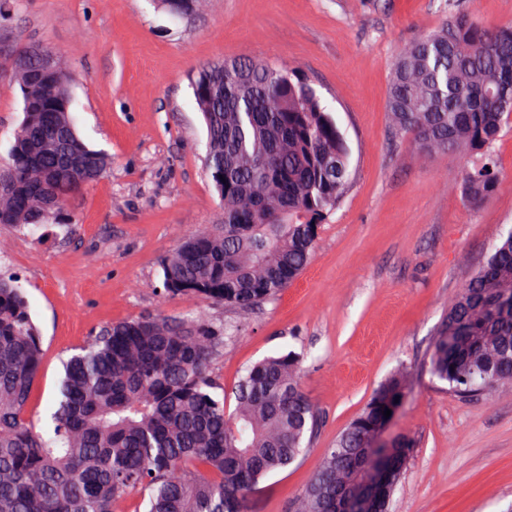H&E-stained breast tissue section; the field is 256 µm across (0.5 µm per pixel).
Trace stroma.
Masks as SVG:
<instances>
[{
  "label": "stroma",
  "instance_id": "1",
  "mask_svg": "<svg viewBox=\"0 0 512 512\" xmlns=\"http://www.w3.org/2000/svg\"><path fill=\"white\" fill-rule=\"evenodd\" d=\"M459 13L512 25V0H203L186 23L152 0H13L10 27L61 53L77 130L112 158L72 200L71 223L0 226V275L22 285L41 332L28 404L39 426L51 422L64 361L92 336L140 316L199 312L229 331L211 362L225 390L291 349L319 412L308 452L251 496V512H292L324 449L401 367L411 386L388 433L417 447L391 512H512V388L461 399L426 368L449 299L512 232V127L491 147L494 190L474 206L461 193L474 156L420 159L386 112L399 50ZM244 52L313 83L352 171L306 270L245 313L167 295L160 269L180 237L218 215L191 78Z\"/></svg>",
  "mask_w": 512,
  "mask_h": 512
}]
</instances>
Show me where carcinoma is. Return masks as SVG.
<instances>
[{
	"mask_svg": "<svg viewBox=\"0 0 512 512\" xmlns=\"http://www.w3.org/2000/svg\"><path fill=\"white\" fill-rule=\"evenodd\" d=\"M183 21L201 0H157ZM0 81L18 85L22 119L0 158V224L69 220L68 203L110 159L80 137L69 75L55 56L43 69L30 43L11 39ZM207 132L204 165L220 201L217 222L164 259L169 295L222 301L242 311L287 288L311 261L318 226L350 179V150L316 89L296 71L249 54L201 66L191 81ZM387 115L427 155L466 149L478 164L464 195L488 197L490 154L512 115V26L455 15L398 54ZM226 328L193 314L114 324L64 363L53 424L27 413L42 360L25 292L0 276V512H248L261 482L307 451L319 415L289 351L249 366L229 397L210 363ZM427 368L463 398L467 383L512 384V234L448 303ZM397 370L325 449L301 512H334L336 468L349 463L402 407ZM145 510L128 508L134 497Z\"/></svg>",
	"mask_w": 512,
	"mask_h": 512,
	"instance_id": "1",
	"label": "carcinoma"
}]
</instances>
